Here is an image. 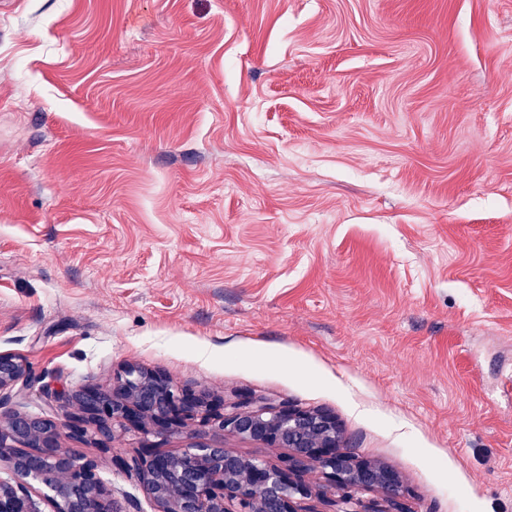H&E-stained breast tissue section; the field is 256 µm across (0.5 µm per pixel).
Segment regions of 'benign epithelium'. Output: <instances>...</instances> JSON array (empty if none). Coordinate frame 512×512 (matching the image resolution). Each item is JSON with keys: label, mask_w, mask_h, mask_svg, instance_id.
I'll list each match as a JSON object with an SVG mask.
<instances>
[{"label": "benign epithelium", "mask_w": 512, "mask_h": 512, "mask_svg": "<svg viewBox=\"0 0 512 512\" xmlns=\"http://www.w3.org/2000/svg\"><path fill=\"white\" fill-rule=\"evenodd\" d=\"M31 390L50 401L69 400L25 358L0 351V460L14 475L0 482V512H120L96 463L63 451L62 435L83 439L92 432L98 447L110 452L117 429L162 436L190 424L198 430L178 453L144 448L135 456L112 457L117 469L137 474L155 512H309L302 501L316 494L305 480L314 468L323 471L325 490L339 493L328 500L331 512H404L398 476L341 452L336 419L323 411L252 396L228 411L221 401L175 388L160 372L131 365L109 393L81 388L78 411L67 415L63 433L55 421L11 407L14 397ZM225 430L288 454L271 463L208 439ZM370 491L382 494L387 509L361 499Z\"/></svg>", "instance_id": "obj_1"}]
</instances>
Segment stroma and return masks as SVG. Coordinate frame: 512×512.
Returning a JSON list of instances; mask_svg holds the SVG:
<instances>
[{
    "label": "stroma",
    "mask_w": 512,
    "mask_h": 512,
    "mask_svg": "<svg viewBox=\"0 0 512 512\" xmlns=\"http://www.w3.org/2000/svg\"><path fill=\"white\" fill-rule=\"evenodd\" d=\"M0 351L322 410L406 512H512V0H0Z\"/></svg>",
    "instance_id": "1"
}]
</instances>
